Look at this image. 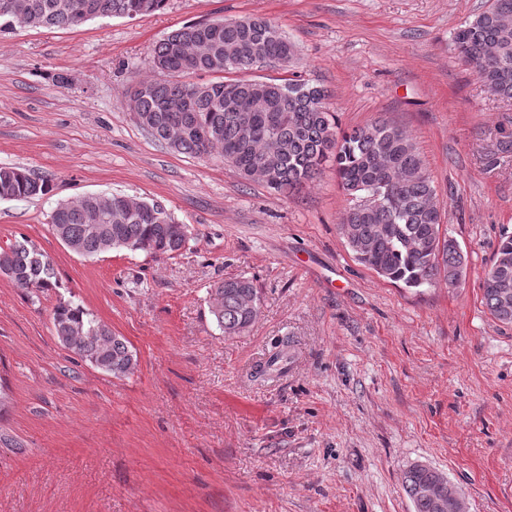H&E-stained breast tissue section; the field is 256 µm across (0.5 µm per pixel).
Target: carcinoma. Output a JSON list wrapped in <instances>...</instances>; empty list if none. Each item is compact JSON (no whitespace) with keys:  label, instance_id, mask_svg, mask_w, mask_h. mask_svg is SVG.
Returning <instances> with one entry per match:
<instances>
[{"label":"carcinoma","instance_id":"1","mask_svg":"<svg viewBox=\"0 0 512 512\" xmlns=\"http://www.w3.org/2000/svg\"><path fill=\"white\" fill-rule=\"evenodd\" d=\"M16 11L0 15V32L24 23L32 28L77 27L96 17H142L161 10L166 0H13ZM453 41L462 63L493 94L512 101V0H490L456 29ZM296 47L274 22L259 17L187 23L156 46L150 67L170 76L143 80L133 99L137 124L172 151L216 159L242 179L288 194L313 181L324 164L335 166L339 188L349 200L338 230L355 259L391 282L419 288L444 281L459 285L466 276L464 255L440 238L444 209L413 138L386 121L338 132L326 106L328 90L300 79L230 78L267 63L289 66ZM198 72L218 76L196 84L183 77ZM259 101L264 109L251 112ZM50 191L48 180L24 169L0 167V200L31 199ZM382 192L389 196L373 209H359L354 198ZM175 220L158 203L136 208L119 193L91 194L63 202L51 214L54 234L78 242L87 257L126 244L152 254L179 248ZM23 247L0 262V273L17 285L43 292L56 287L53 264L34 260ZM508 272L512 284V233L503 232L482 281L483 301L499 322L512 323V287L497 278ZM210 313L226 336L245 332L259 314L261 299L246 277L211 288ZM58 340L80 358L117 379L138 365L128 341L71 301L52 310ZM439 471L414 464L403 473V488L415 512H457L455 498L437 491Z\"/></svg>","mask_w":512,"mask_h":512}]
</instances>
